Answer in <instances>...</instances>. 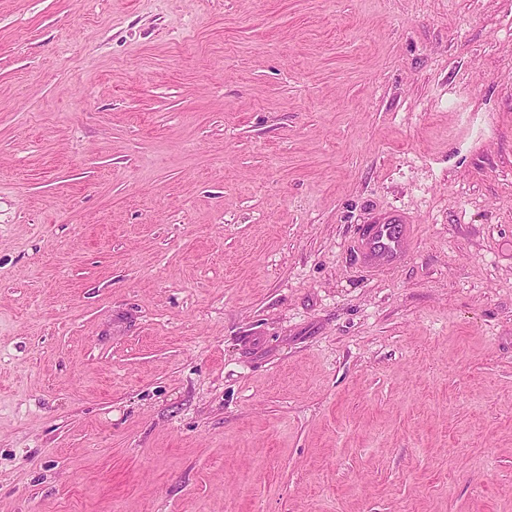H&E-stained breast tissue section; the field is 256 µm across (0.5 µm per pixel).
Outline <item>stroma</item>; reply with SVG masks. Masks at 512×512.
<instances>
[{
    "instance_id": "1",
    "label": "stroma",
    "mask_w": 512,
    "mask_h": 512,
    "mask_svg": "<svg viewBox=\"0 0 512 512\" xmlns=\"http://www.w3.org/2000/svg\"><path fill=\"white\" fill-rule=\"evenodd\" d=\"M0 512H512V0H0ZM395 217L393 215L384 223L358 229L355 255L360 266L395 269L410 255L415 225L399 223Z\"/></svg>"
}]
</instances>
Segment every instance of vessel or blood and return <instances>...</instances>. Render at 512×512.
<instances>
[{"mask_svg":"<svg viewBox=\"0 0 512 512\" xmlns=\"http://www.w3.org/2000/svg\"><path fill=\"white\" fill-rule=\"evenodd\" d=\"M415 227L389 218L384 223L359 228L355 241L356 261L360 266L399 267L409 256Z\"/></svg>","mask_w":512,"mask_h":512,"instance_id":"vessel-or-blood-1","label":"vessel or blood"}]
</instances>
